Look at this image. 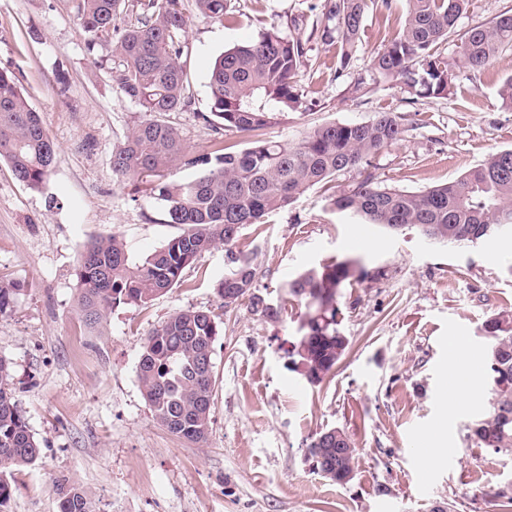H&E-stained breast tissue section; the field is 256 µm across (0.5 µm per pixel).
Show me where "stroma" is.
<instances>
[{"label":"stroma","instance_id":"35a3bbf8","mask_svg":"<svg viewBox=\"0 0 512 512\" xmlns=\"http://www.w3.org/2000/svg\"><path fill=\"white\" fill-rule=\"evenodd\" d=\"M316 0H227L235 21L191 12L180 61L190 103L171 113L187 145L242 149L260 136L292 142L313 126L361 123L401 112L403 141L367 170L336 178L344 189L372 174L381 185L419 191L459 178L489 154L512 148V107L498 95L512 78V49L473 74L458 66L459 37L511 10L512 0H472L440 47L457 78L447 95L409 103L391 81L353 94L358 74L402 26L406 0H376L348 70L334 43L311 31ZM307 38L309 67L298 84L314 105L259 134L215 133L209 68L225 50L258 38L270 23ZM71 0H0V70L13 73L57 146L40 188L19 182L0 161V280L21 292L0 314V356L13 367V396L41 452L11 467L14 487L0 512H58L54 487L85 490L94 512H496L490 490L512 484V454L475 447L469 426L487 408L488 386L468 400L441 393L460 356L482 352L480 328L512 311V241L475 246L428 243L414 229L371 228L314 188L289 207L242 229L237 251L257 270L256 286L285 311L272 323L247 304L225 311L216 290L228 272L224 250L187 267L179 285L144 305H119L94 328L80 319L77 259L88 241L122 238L133 258L178 232L158 195L136 192L112 173V154L146 115L113 84L111 46L89 45ZM355 260L369 273L340 290V328L348 348L319 385L288 363L305 308L287 295L289 279L311 267ZM209 310L224 330L212 355L211 424L195 444L160 426L144 399L138 365L148 332L174 311ZM343 429L358 456L356 475L339 485L314 472L306 449L316 433ZM441 437L445 452L419 458L411 441Z\"/></svg>","mask_w":512,"mask_h":512}]
</instances>
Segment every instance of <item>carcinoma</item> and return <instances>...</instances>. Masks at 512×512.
Listing matches in <instances>:
<instances>
[{
    "mask_svg": "<svg viewBox=\"0 0 512 512\" xmlns=\"http://www.w3.org/2000/svg\"><path fill=\"white\" fill-rule=\"evenodd\" d=\"M471 0H406L403 27L371 57L354 87L361 90L383 78L400 85L415 101L442 97L456 79L437 46L454 32ZM374 0H324V24L316 29L341 52V76L357 51L365 16ZM77 20L112 48L113 83L151 118L134 126L112 154V171L135 179L167 203V223L180 232L137 262L115 236L84 245L79 258V311L90 326L100 325L119 304L142 305L178 285L183 271L203 255L223 248L232 268L216 285L231 309L248 302L251 312L279 321L282 306L256 292V269L233 251L241 230L261 224L268 214L291 205L306 191H326L341 173L369 165L381 151L403 141L408 127L397 112H377L365 123H326L302 140L283 143L256 139L244 149L219 146L198 154L169 120L188 104L180 62L187 12L195 9L220 24L228 21L226 0H72ZM512 47V10L465 32L459 45L463 68L479 73L503 49ZM309 62L306 42L271 25L254 42L215 59L209 74L210 115L214 130L255 132L289 112L311 105L297 83ZM56 154L39 113L31 107L15 76L0 71V159L15 177L40 187ZM205 168L189 183L163 181L172 164ZM336 210L380 229L416 228L437 244L473 246L512 237V149L486 160L447 184L416 192L382 186L372 175L332 199ZM368 272L354 260L308 268L286 283L288 295L307 309L289 370L310 385L333 371L349 341L338 329L340 288ZM221 318L209 311L182 309L146 337L138 366L142 393L157 422L191 443L206 439L211 422L212 368L204 351H213ZM483 335L489 379V408L470 427L479 448L512 453V314L486 319ZM308 449L314 471L336 483L355 477L358 449L340 428L315 434ZM40 447L20 414L12 391L10 362L0 356V508L13 488L7 469L34 462ZM59 512H90L86 493L56 485Z\"/></svg>",
    "mask_w": 512,
    "mask_h": 512,
    "instance_id": "carcinoma-1",
    "label": "carcinoma"
}]
</instances>
